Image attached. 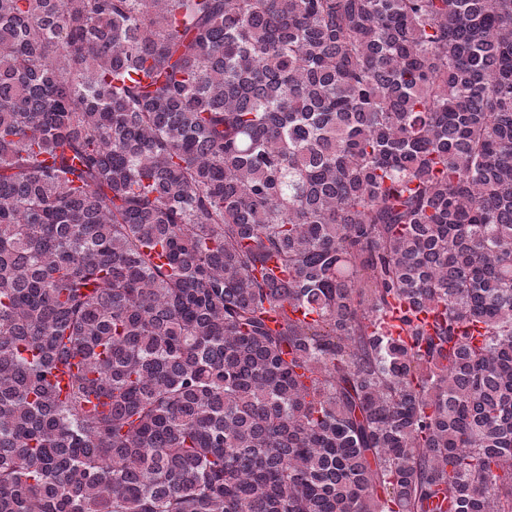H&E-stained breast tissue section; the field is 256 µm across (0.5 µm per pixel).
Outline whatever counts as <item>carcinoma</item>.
I'll list each match as a JSON object with an SVG mask.
<instances>
[{"label":"carcinoma","mask_w":512,"mask_h":512,"mask_svg":"<svg viewBox=\"0 0 512 512\" xmlns=\"http://www.w3.org/2000/svg\"><path fill=\"white\" fill-rule=\"evenodd\" d=\"M0 512H512V0H0Z\"/></svg>","instance_id":"1"}]
</instances>
